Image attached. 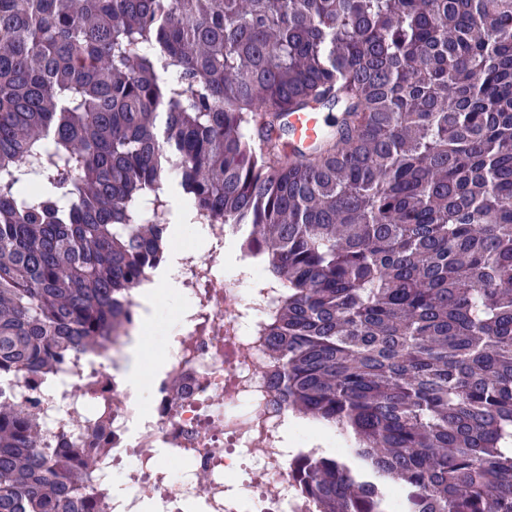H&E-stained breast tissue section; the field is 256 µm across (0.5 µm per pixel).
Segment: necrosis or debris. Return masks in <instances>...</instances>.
Masks as SVG:
<instances>
[{"label":"necrosis or debris","mask_w":512,"mask_h":512,"mask_svg":"<svg viewBox=\"0 0 512 512\" xmlns=\"http://www.w3.org/2000/svg\"><path fill=\"white\" fill-rule=\"evenodd\" d=\"M206 254L181 245L176 279L191 302L174 314L175 350L162 374L148 373V416L133 424L130 394L116 371L137 324L140 294L152 283L145 273L126 299L128 314L105 343L72 356L48 375H13L0 382V398L34 410L44 447L73 448L94 465L88 487L94 512H140L142 501L159 512H313L296 488L292 464L299 453L322 445L305 438L289 447L283 433L288 412L273 405L269 357L262 332L281 293L266 278L249 286L223 280L224 243L233 230L206 227ZM248 465L247 498L232 496V478ZM134 488L121 499L113 475Z\"/></svg>","instance_id":"obj_1"}]
</instances>
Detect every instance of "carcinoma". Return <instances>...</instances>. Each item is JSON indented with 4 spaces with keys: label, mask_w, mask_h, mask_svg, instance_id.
Wrapping results in <instances>:
<instances>
[{
    "label": "carcinoma",
    "mask_w": 512,
    "mask_h": 512,
    "mask_svg": "<svg viewBox=\"0 0 512 512\" xmlns=\"http://www.w3.org/2000/svg\"><path fill=\"white\" fill-rule=\"evenodd\" d=\"M172 179L283 288L279 401L354 448L296 458L316 512H512V0H0V374L106 339ZM34 417L0 399V512H85ZM288 124L299 141L312 142L321 134L323 121L320 112H295L288 115Z\"/></svg>",
    "instance_id": "carcinoma-1"
}]
</instances>
